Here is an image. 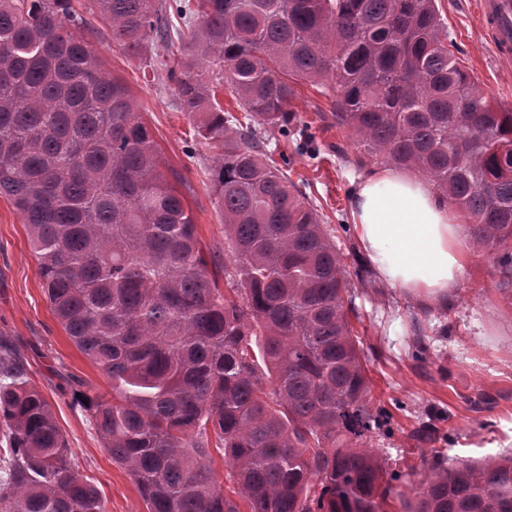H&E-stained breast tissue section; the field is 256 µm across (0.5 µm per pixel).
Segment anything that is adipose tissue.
Returning a JSON list of instances; mask_svg holds the SVG:
<instances>
[{"label": "adipose tissue", "instance_id": "obj_1", "mask_svg": "<svg viewBox=\"0 0 512 512\" xmlns=\"http://www.w3.org/2000/svg\"><path fill=\"white\" fill-rule=\"evenodd\" d=\"M350 214L359 245L383 283L426 301L456 288L467 260L463 227L429 182L376 168L357 184Z\"/></svg>", "mask_w": 512, "mask_h": 512}]
</instances>
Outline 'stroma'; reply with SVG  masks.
Returning <instances> with one entry per match:
<instances>
[{
	"mask_svg": "<svg viewBox=\"0 0 512 512\" xmlns=\"http://www.w3.org/2000/svg\"><path fill=\"white\" fill-rule=\"evenodd\" d=\"M89 3L74 0L87 21L82 36L104 69L127 84L168 167L181 175L178 189L204 248L223 252V211L206 175L211 153L197 141L192 120L179 112L168 75L181 58V43L155 39L141 56H129L113 46ZM436 5L455 57L490 97L512 108V60L496 55L493 34L474 14L471 0H436ZM297 89L291 108L297 120L312 124L320 155L293 156L288 176L318 209L352 273L350 322L374 401L393 415L392 436L372 438L371 447L396 462L411 484L426 470V447L412 438L426 421L447 434L442 448L448 459L512 452V278L492 258L473 252L457 288L441 303L398 293L379 281L368 269L349 214L354 180L377 163L356 165L349 131L330 117L331 98L303 82ZM418 326L430 346L423 363L411 357ZM0 336L20 354L29 379L50 403L74 462L100 492L106 512H147L127 470L112 460L88 415L73 403L70 376L105 395L112 388L53 317L25 226L5 196H0Z\"/></svg>",
	"mask_w": 512,
	"mask_h": 512,
	"instance_id": "35a3bbf8",
	"label": "stroma"
}]
</instances>
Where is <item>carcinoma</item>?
<instances>
[{
	"label": "carcinoma",
	"mask_w": 512,
	"mask_h": 512,
	"mask_svg": "<svg viewBox=\"0 0 512 512\" xmlns=\"http://www.w3.org/2000/svg\"><path fill=\"white\" fill-rule=\"evenodd\" d=\"M113 45L141 54L184 27L180 111L213 154L224 288L192 210L124 81L74 28L72 0H0V196L26 225L51 311L111 383H74L147 512H388L400 475L363 440L390 434L353 332L349 271L268 132L316 157L294 80L333 96L356 163L422 172L474 249L512 274V110L448 48L435 0H94ZM226 84L246 112L216 98ZM413 437L440 439L432 423ZM400 512H512V454L446 465ZM0 512H105L49 402L0 338Z\"/></svg>",
	"instance_id": "cac0c4a2"
}]
</instances>
